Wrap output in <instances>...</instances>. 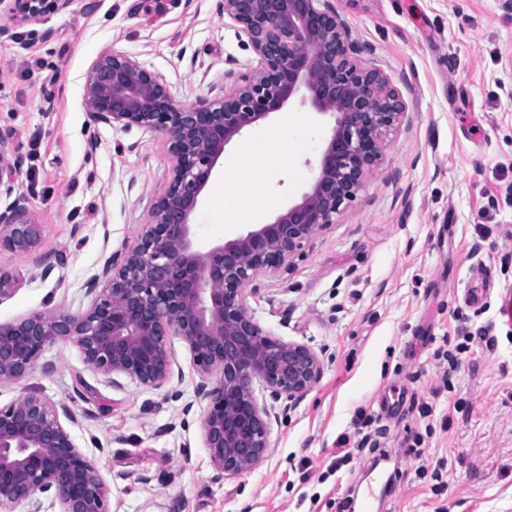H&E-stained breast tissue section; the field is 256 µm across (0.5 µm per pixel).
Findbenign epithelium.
Wrapping results in <instances>:
<instances>
[{
	"label": "benign epithelium",
	"mask_w": 512,
	"mask_h": 512,
	"mask_svg": "<svg viewBox=\"0 0 512 512\" xmlns=\"http://www.w3.org/2000/svg\"><path fill=\"white\" fill-rule=\"evenodd\" d=\"M71 0H11L21 22L66 8ZM327 0H220V11L246 37L260 66L213 101L179 104L166 84L129 55L105 52L86 75L93 116L160 133L172 165L150 220L121 260L108 259L87 283L90 307L73 315L31 314L0 324V381L33 372L45 347L69 340L89 369L159 388L172 376L169 353L178 338L192 355L205 403L200 423L219 474L256 469L270 447L271 409L259 402L300 399L321 375L318 356L285 341L250 315L256 279L289 266L318 230L336 223L383 157L384 141L405 114L387 75L357 64L346 22ZM299 99L334 118L318 175L300 200L266 224L202 253L190 217L216 173L226 146ZM19 161L0 137V187L11 188ZM41 237L25 209L0 214V248L28 254ZM71 408L31 394L0 406V512H107L108 487L77 448L65 422Z\"/></svg>",
	"instance_id": "obj_1"
}]
</instances>
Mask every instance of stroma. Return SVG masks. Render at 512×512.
Here are the masks:
<instances>
[{
  "instance_id": "stroma-1",
  "label": "stroma",
  "mask_w": 512,
  "mask_h": 512,
  "mask_svg": "<svg viewBox=\"0 0 512 512\" xmlns=\"http://www.w3.org/2000/svg\"><path fill=\"white\" fill-rule=\"evenodd\" d=\"M329 4L356 62L391 78L406 115L354 202L247 299L261 327L322 364L301 399L277 404L265 461L217 476L200 376L178 339L159 389L112 386L66 340L31 374L0 381L1 406L37 394L73 408L67 429L109 486L108 512H361L369 489L370 512H512V11L503 0ZM218 5L72 0L7 22L0 137L20 169L0 212L26 208L41 240L29 254L0 250V324L86 311L88 282L135 244L168 185L161 134L88 111L92 64L107 51L135 57L180 104L200 105L258 64ZM333 125L293 102L231 142L192 217L198 249L250 230L225 223V195L256 211L298 200ZM470 335L445 371L444 353Z\"/></svg>"
}]
</instances>
